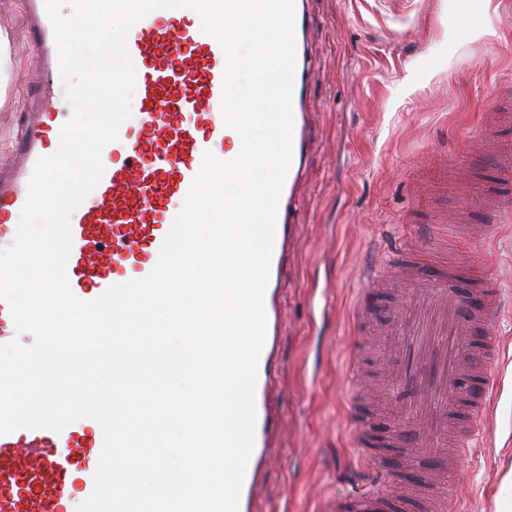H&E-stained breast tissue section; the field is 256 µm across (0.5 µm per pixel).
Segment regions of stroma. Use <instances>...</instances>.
Returning <instances> with one entry per match:
<instances>
[{
	"mask_svg": "<svg viewBox=\"0 0 512 512\" xmlns=\"http://www.w3.org/2000/svg\"><path fill=\"white\" fill-rule=\"evenodd\" d=\"M25 0H0V33L11 49L0 99V164L25 124L37 63ZM457 0H312L319 79L311 95L317 131L301 188L299 247L286 272L287 321L277 368L284 426L255 512H323L362 474L351 443L347 389L352 308L365 274L413 225L439 211L480 224L491 163L466 146L484 132L491 99L512 109V0H468V34L452 18ZM480 253L505 296L507 341L483 429L459 460L460 512H495L512 471V224Z\"/></svg>",
	"mask_w": 512,
	"mask_h": 512,
	"instance_id": "stroma-1",
	"label": "stroma"
}]
</instances>
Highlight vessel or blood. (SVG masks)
<instances>
[{
  "instance_id": "vessel-or-blood-1",
  "label": "vessel or blood",
  "mask_w": 512,
  "mask_h": 512,
  "mask_svg": "<svg viewBox=\"0 0 512 512\" xmlns=\"http://www.w3.org/2000/svg\"><path fill=\"white\" fill-rule=\"evenodd\" d=\"M28 3L43 89L13 162L0 166V240L12 237L33 167L57 150L73 113L44 0ZM294 7L293 155L265 294L255 441L239 512H252L260 472L281 430L273 409L275 357L285 326L281 288L299 240L300 187L315 145L309 110L315 23L310 0H294ZM127 48L136 72L132 120L103 149L102 178L70 218L67 277L86 301L152 271L204 151L223 156L234 135L221 113L226 56L202 33L197 12L152 11L131 28ZM478 150L495 153L498 167L486 196L492 219L470 237L474 246L512 223V143L488 137ZM366 279L353 308L357 357L347 384L355 454L372 483L337 494L329 512H391L409 504L420 512H458L456 461L480 432L504 350L497 330L502 290L482 259L472 256L451 268L413 244L376 264ZM103 443L100 425L90 418L58 433L23 428L0 435V512H76L93 491Z\"/></svg>"
}]
</instances>
